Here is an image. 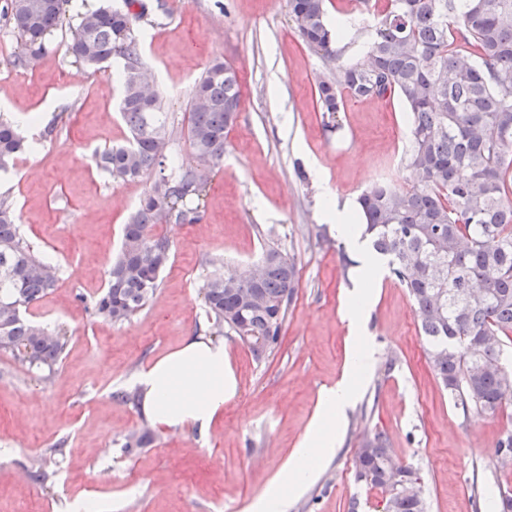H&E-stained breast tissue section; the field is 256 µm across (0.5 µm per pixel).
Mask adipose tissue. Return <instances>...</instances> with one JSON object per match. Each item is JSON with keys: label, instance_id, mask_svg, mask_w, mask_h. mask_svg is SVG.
Masks as SVG:
<instances>
[{"label": "adipose tissue", "instance_id": "ef3b65f1", "mask_svg": "<svg viewBox=\"0 0 512 512\" xmlns=\"http://www.w3.org/2000/svg\"><path fill=\"white\" fill-rule=\"evenodd\" d=\"M323 212L361 265L344 309L345 318L356 327L371 307L379 276L366 268L370 255L356 227L354 210L338 207L329 197ZM370 358L368 338L355 334L341 379L321 391L317 412L295 454L283 466L276 489L257 497L250 512H285L286 499L311 483L321 462L336 449V423L356 398ZM130 386L140 395L142 413L153 424L193 425L204 432L221 417L225 402L236 391L227 349L202 336L189 337L180 348L147 363L132 376Z\"/></svg>", "mask_w": 512, "mask_h": 512}]
</instances>
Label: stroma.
Masks as SVG:
<instances>
[{"mask_svg": "<svg viewBox=\"0 0 512 512\" xmlns=\"http://www.w3.org/2000/svg\"><path fill=\"white\" fill-rule=\"evenodd\" d=\"M135 33L143 60L168 112V161L191 157L187 117L194 82L220 59L241 84L236 125L224 160L211 175L195 224H162L172 260L149 304L113 324L94 313L121 242L122 228L150 178L113 183L93 154L129 132L116 104L115 67L85 68L67 55L71 32L57 30L35 67L0 64V114L16 121L45 110L64 113L52 135L0 175L25 239L60 268L50 295L31 310L48 329L70 336L58 371L41 380L0 351V512H72L79 499L108 512H245L271 489L318 406L337 382L350 349L343 317L355 264L337 231L318 243L323 200L356 201L373 182L404 185L407 114L400 100L346 97L328 128L316 102L330 65L301 41L288 0H136ZM379 13L362 0H329L328 19L343 18L342 64L367 50ZM275 241L297 263L299 287L267 356L225 339L237 383L224 417L208 435L150 425L140 404L121 400L148 361L206 330L200 289L209 260L222 272L242 270ZM372 359L355 403L337 423L335 454L285 512H381L379 490L356 484L352 460L368 430L383 431L395 456L417 471L428 512H495L476 508L473 487L512 488V471L496 469L498 440L512 430V404L491 417L455 409L434 375L405 290L384 277L360 325ZM151 428L153 443L126 449L128 434ZM50 487L28 474L55 442Z\"/></svg>", "mask_w": 512, "mask_h": 512, "instance_id": "obj_1", "label": "stroma"}]
</instances>
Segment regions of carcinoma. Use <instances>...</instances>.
<instances>
[{"instance_id": "1", "label": "carcinoma", "mask_w": 512, "mask_h": 512, "mask_svg": "<svg viewBox=\"0 0 512 512\" xmlns=\"http://www.w3.org/2000/svg\"><path fill=\"white\" fill-rule=\"evenodd\" d=\"M72 0H4L3 14L20 39L12 64L27 67L48 35L66 20ZM133 0L79 16L67 53L101 69L123 61L120 114L132 133L126 145L98 155V166L120 184L154 180L123 228L106 287L95 297L98 317L121 324L143 310L171 260L169 241L152 232L163 222L196 224L211 168L224 159L238 119L236 71L212 61L194 82L188 138L197 165L167 168L166 112L159 93L145 90L144 63L134 35ZM288 13L308 49L327 59L346 31L327 20L326 0H288ZM365 63L336 68L317 86L327 126L337 128L344 95L397 97L409 112L407 187L375 182L358 198L359 222L375 257L407 290L428 345L429 363L463 416H495L512 403V370L502 362V337L512 335V0H388L367 43ZM34 150L0 119V170ZM13 204L0 199V350L30 369L50 373L67 339L28 319V310L56 288L52 262L23 237ZM261 281L211 272L204 283L207 320L215 333H234L257 357L278 345L297 288L294 258L267 245ZM148 429L124 447L146 448ZM354 476L383 495V512H428L420 477L371 431L353 459ZM495 466L512 469V432L499 439Z\"/></svg>"}]
</instances>
